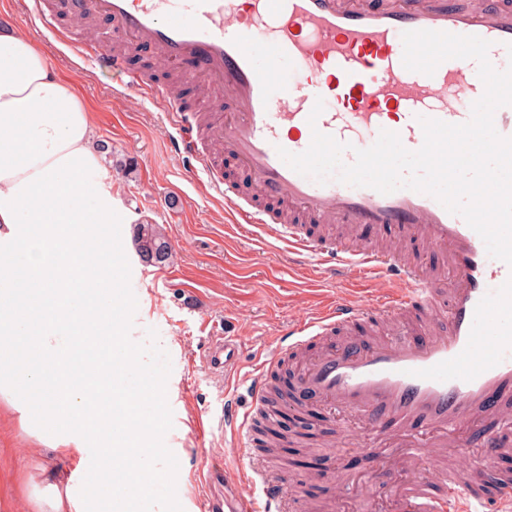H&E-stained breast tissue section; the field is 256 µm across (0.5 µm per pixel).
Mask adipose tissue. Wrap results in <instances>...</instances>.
I'll return each instance as SVG.
<instances>
[{"instance_id": "adipose-tissue-1", "label": "adipose tissue", "mask_w": 512, "mask_h": 512, "mask_svg": "<svg viewBox=\"0 0 512 512\" xmlns=\"http://www.w3.org/2000/svg\"><path fill=\"white\" fill-rule=\"evenodd\" d=\"M98 165L91 118L74 88L30 39L0 22V400L30 435L99 449L122 473L84 499L81 512L145 499L162 475L156 427L112 411L127 401L112 379L136 357L116 360L99 349L119 298L98 285L111 278L120 251L109 244L112 191L84 178ZM18 246L27 263L3 262ZM53 313L95 348L80 381L54 344Z\"/></svg>"}]
</instances>
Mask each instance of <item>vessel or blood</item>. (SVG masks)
Returning a JSON list of instances; mask_svg holds the SVG:
<instances>
[{"label": "vessel or blood", "instance_id": "1", "mask_svg": "<svg viewBox=\"0 0 512 512\" xmlns=\"http://www.w3.org/2000/svg\"><path fill=\"white\" fill-rule=\"evenodd\" d=\"M73 13L109 18L122 51L101 50L102 67L126 76L128 89L162 104L174 130L171 146L204 173L210 191L223 197L236 223L284 242L289 254L313 256L348 279L385 275L394 286L372 307L345 296L289 327L248 387L246 409L228 405L224 420L242 453L252 449V422L274 420L267 376L284 356L317 338L371 319L395 322L392 340H350L306 362L297 393L320 399L329 415L372 421L365 452L403 464L424 458L435 433H451L482 418L487 456L512 446V267L491 257L482 238L433 197L409 189L384 195L337 180L317 183L286 165L279 149L305 151L313 131L348 146L344 163L370 147L381 130L397 132L411 151L423 144L419 117L466 122L484 92L474 61L449 59L434 75L406 70L402 34L434 30L475 35L490 42L499 70L512 62V0H70ZM153 46L186 81L212 80L208 105L214 131L161 85L129 76L124 50ZM324 110L308 118L316 101ZM249 177L252 198L226 180L224 155ZM311 224L395 226L439 252L445 274L432 276L416 262L367 244L349 245L307 231ZM447 297L445 328H437L440 297ZM234 338L211 354L232 368ZM262 499L236 498L225 512H284L281 474L264 463L243 473ZM392 512H512V476L491 475L485 485L455 471L404 481Z\"/></svg>", "mask_w": 512, "mask_h": 512}]
</instances>
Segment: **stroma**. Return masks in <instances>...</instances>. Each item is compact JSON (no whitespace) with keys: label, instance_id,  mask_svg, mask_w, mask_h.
Returning a JSON list of instances; mask_svg holds the SVG:
<instances>
[{"label":"stroma","instance_id":"1","mask_svg":"<svg viewBox=\"0 0 512 512\" xmlns=\"http://www.w3.org/2000/svg\"><path fill=\"white\" fill-rule=\"evenodd\" d=\"M46 2L55 32L28 16L27 0H0V19L29 37L50 68L73 85L91 114L96 141L109 146L87 180L111 186L113 237L139 271L130 285L123 269H116L111 283L125 300L118 310L123 342L163 389L159 433L174 466L153 499L166 512H208L211 501H223L225 488L243 496L254 492L235 481L247 460L224 425L225 399L246 402L247 374L290 323L343 296L375 304L391 283L369 286L336 278L315 260L290 262L287 245L262 231L242 236L223 198L185 177L184 159L170 146L171 128L161 109L90 61V53L114 44L110 20L97 18L73 43L69 35L78 29L61 0ZM145 222L162 228L172 252L167 263L146 264L138 257L134 227ZM227 333L241 346L238 366L228 374L208 361L211 347ZM321 428L328 447L313 449L306 466L281 470L295 489L288 512H310L315 504L326 512H390L385 493L397 474L373 470L358 453L369 424L339 426L325 419ZM49 454L22 428L17 413L0 406V512H38L34 494L50 483L79 499L97 495V484L76 480L83 466L79 453L58 460L56 470L46 473L42 466ZM340 457L347 475L342 487L335 476ZM442 467L474 475L503 472L512 468V450L490 459L475 441L463 457L450 446L430 448L410 474L432 476Z\"/></svg>","mask_w":512,"mask_h":512}]
</instances>
